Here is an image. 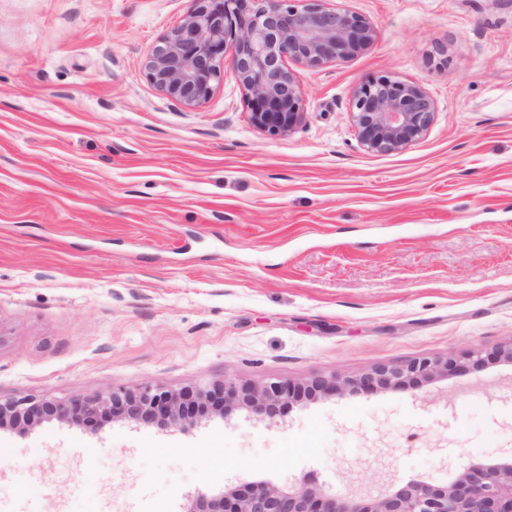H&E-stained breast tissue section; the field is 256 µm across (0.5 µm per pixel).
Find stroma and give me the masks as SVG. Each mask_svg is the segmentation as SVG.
<instances>
[{
  "label": "stroma",
  "mask_w": 512,
  "mask_h": 512,
  "mask_svg": "<svg viewBox=\"0 0 512 512\" xmlns=\"http://www.w3.org/2000/svg\"><path fill=\"white\" fill-rule=\"evenodd\" d=\"M335 2L376 37L296 67L305 118L275 136L232 75L191 107L148 80L191 0H0V398L487 360L271 420L5 427L0 512H185L305 477L367 496L512 449V364L491 356L512 344V0ZM383 74L435 104L397 153L351 117Z\"/></svg>",
  "instance_id": "35a3bbf8"
}]
</instances>
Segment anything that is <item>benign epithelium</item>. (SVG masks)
<instances>
[{
  "label": "benign epithelium",
  "instance_id": "obj_1",
  "mask_svg": "<svg viewBox=\"0 0 512 512\" xmlns=\"http://www.w3.org/2000/svg\"><path fill=\"white\" fill-rule=\"evenodd\" d=\"M375 28L363 15L328 0H193L182 22L160 39L145 63L149 81L171 99L194 106L206 100L230 63L252 99V123L276 135L304 119L302 89L289 62L320 68L349 59L370 44ZM230 60H225L227 48ZM435 117L424 87L380 76L353 92L352 120L369 151L394 153L422 139ZM461 369L452 359L415 358L384 364L354 377L309 384L289 380L262 388L231 381L195 391L163 390L150 382L66 400H0V428H23L42 419L75 424L120 417L185 429L210 410L244 407L275 418L294 401L358 389L416 388ZM186 512H512V452L474 463L448 483L412 480L368 498L337 496L311 479L274 485L254 482L199 495Z\"/></svg>",
  "mask_w": 512,
  "mask_h": 512
}]
</instances>
